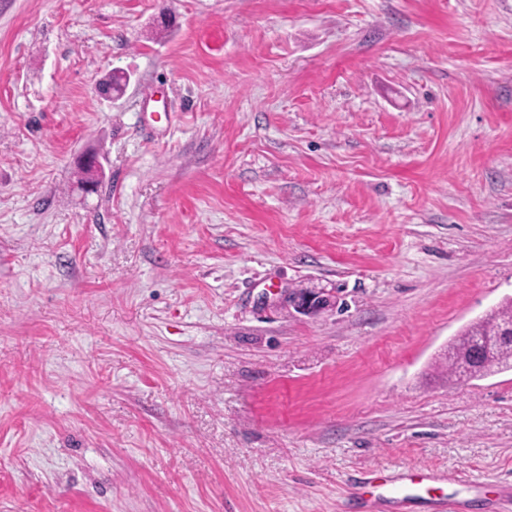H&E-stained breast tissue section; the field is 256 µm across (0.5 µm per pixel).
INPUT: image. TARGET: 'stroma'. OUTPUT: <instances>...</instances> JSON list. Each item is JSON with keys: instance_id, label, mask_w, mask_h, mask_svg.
Wrapping results in <instances>:
<instances>
[{"instance_id": "1", "label": "stroma", "mask_w": 512, "mask_h": 512, "mask_svg": "<svg viewBox=\"0 0 512 512\" xmlns=\"http://www.w3.org/2000/svg\"><path fill=\"white\" fill-rule=\"evenodd\" d=\"M507 297L512 0H0V512H502ZM288 303L299 313L311 315L332 306L336 308L337 300L327 289L301 288L288 290ZM489 342L493 344L489 356L475 359L473 350ZM509 369L512 370V298L468 326L448 346L450 379H479ZM430 474L422 472H409L406 474L403 484H395L387 476L380 474L376 480L378 481V487H381L389 492L393 499L398 500L400 497H406L403 495L405 487H420L427 485L431 480Z\"/></svg>"}]
</instances>
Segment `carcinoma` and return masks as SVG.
Listing matches in <instances>:
<instances>
[{
  "instance_id": "1",
  "label": "carcinoma",
  "mask_w": 512,
  "mask_h": 512,
  "mask_svg": "<svg viewBox=\"0 0 512 512\" xmlns=\"http://www.w3.org/2000/svg\"><path fill=\"white\" fill-rule=\"evenodd\" d=\"M512 370V298L468 326L448 346V377L479 379Z\"/></svg>"
}]
</instances>
